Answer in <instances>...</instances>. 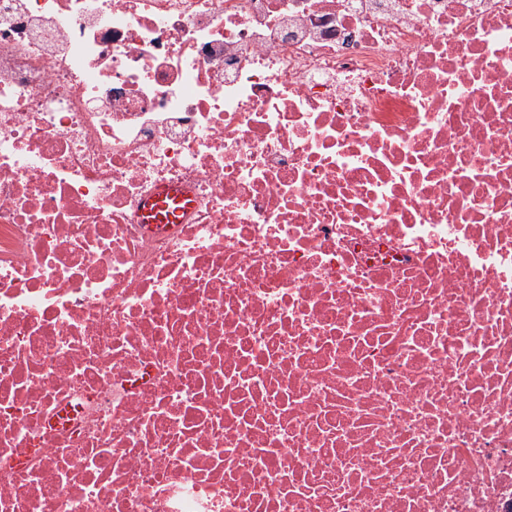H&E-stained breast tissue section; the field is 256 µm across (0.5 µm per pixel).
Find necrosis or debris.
I'll list each match as a JSON object with an SVG mask.
<instances>
[{
  "instance_id": "necrosis-or-debris-1",
  "label": "necrosis or debris",
  "mask_w": 512,
  "mask_h": 512,
  "mask_svg": "<svg viewBox=\"0 0 512 512\" xmlns=\"http://www.w3.org/2000/svg\"><path fill=\"white\" fill-rule=\"evenodd\" d=\"M0 512H512V0H0ZM184 196L173 188H161L148 198L142 208L147 224H172L181 212Z\"/></svg>"
}]
</instances>
